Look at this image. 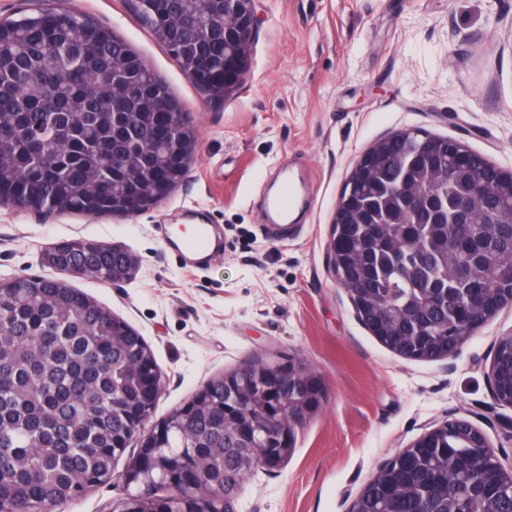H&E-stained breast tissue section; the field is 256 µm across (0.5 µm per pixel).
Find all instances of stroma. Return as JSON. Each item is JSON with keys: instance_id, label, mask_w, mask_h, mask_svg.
<instances>
[{"instance_id": "1", "label": "stroma", "mask_w": 512, "mask_h": 512, "mask_svg": "<svg viewBox=\"0 0 512 512\" xmlns=\"http://www.w3.org/2000/svg\"><path fill=\"white\" fill-rule=\"evenodd\" d=\"M86 14L143 58L182 107L196 150L186 178L138 214L18 211L0 205V278L54 276L50 244L83 238L125 246L129 280L68 283L144 338L164 389L149 425L212 378L284 358L317 376V407L277 469L241 482L236 512H349L379 467L453 416L479 427L512 468V407L493 404L491 350L512 309L479 327L452 361L400 356L357 318L331 272L336 201L358 156L405 129L459 138L512 169V0H258L246 83L215 101L128 10L126 0H43ZM315 183L299 223L266 226L262 200L281 168ZM215 225L204 265L162 240V224ZM125 463L57 512H115Z\"/></svg>"}]
</instances>
